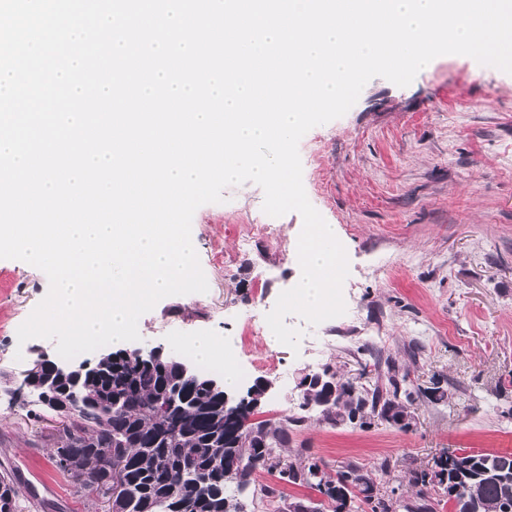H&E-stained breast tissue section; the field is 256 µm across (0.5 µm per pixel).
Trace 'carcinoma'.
Wrapping results in <instances>:
<instances>
[{"label":"carcinoma","mask_w":512,"mask_h":512,"mask_svg":"<svg viewBox=\"0 0 512 512\" xmlns=\"http://www.w3.org/2000/svg\"><path fill=\"white\" fill-rule=\"evenodd\" d=\"M375 376L367 368L346 375L330 366L311 375L298 394L300 409H319L332 425L367 423L379 418L406 429L411 425L407 404L409 372L391 357L375 356ZM183 396L179 429L170 431L166 403L169 394ZM247 402L224 405L222 392L204 378L183 375L180 366L166 361L149 367L118 350L99 354L82 377L56 381L55 394L45 406L66 404L62 417L63 461L52 456L57 469L72 475L77 491L108 498V485H121L125 506L108 512H243L237 495L259 470L274 472L293 486L311 488L326 497L314 503L281 499L279 512H435L448 505L452 512H503L512 502V455L471 451L446 452L432 459L430 469L395 476L398 483L430 486L434 495L419 492L405 499L380 493L371 475L348 461L329 475L316 460L296 463L277 449L288 445L289 434L305 417L289 416L278 423L244 420L264 399L262 386L252 384ZM0 489L18 508L20 486L7 472L0 473Z\"/></svg>","instance_id":"1"}]
</instances>
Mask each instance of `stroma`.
<instances>
[{"instance_id":"35a3bbf8","label":"stroma","mask_w":512,"mask_h":512,"mask_svg":"<svg viewBox=\"0 0 512 512\" xmlns=\"http://www.w3.org/2000/svg\"><path fill=\"white\" fill-rule=\"evenodd\" d=\"M298 149L306 195L347 253L346 313L316 326L287 315L301 332L298 349L267 345L254 301L276 302L300 279L303 221L286 213L273 235L241 248L239 225L266 217L262 188L248 182L195 211L191 235L208 290L160 300L138 320L141 344L168 348L197 334L236 343V362L250 370L233 395L272 381L257 417L274 422L298 413L294 386L314 347L320 364L346 374H358L374 348L407 368L413 385L440 377L447 399H416L409 430L313 417L283 451L297 463L356 461L383 490L385 461L399 474L445 451L512 453V74L444 57L406 87L373 78ZM48 290L42 270L0 259V471L22 489L18 512H88L50 459L59 418L33 394L15 395L37 349L56 350L50 339H17Z\"/></svg>"}]
</instances>
